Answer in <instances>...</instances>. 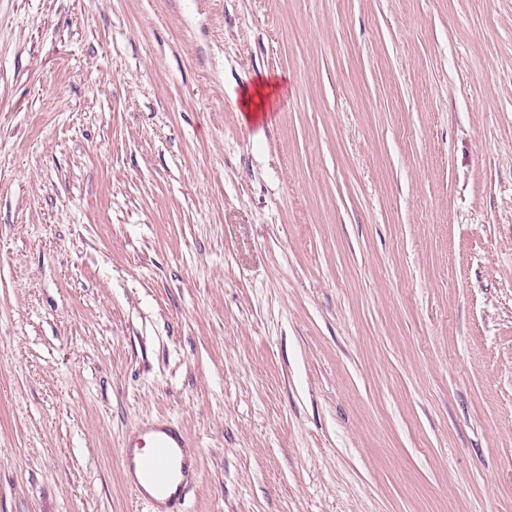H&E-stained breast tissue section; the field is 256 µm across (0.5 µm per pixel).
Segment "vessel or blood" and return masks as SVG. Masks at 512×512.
Here are the masks:
<instances>
[{
	"label": "vessel or blood",
	"instance_id": "obj_1",
	"mask_svg": "<svg viewBox=\"0 0 512 512\" xmlns=\"http://www.w3.org/2000/svg\"><path fill=\"white\" fill-rule=\"evenodd\" d=\"M193 439L170 418L141 422L124 438L120 455L127 489L148 512H185Z\"/></svg>",
	"mask_w": 512,
	"mask_h": 512
}]
</instances>
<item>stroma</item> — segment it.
<instances>
[{
	"label": "stroma",
	"mask_w": 512,
	"mask_h": 512,
	"mask_svg": "<svg viewBox=\"0 0 512 512\" xmlns=\"http://www.w3.org/2000/svg\"><path fill=\"white\" fill-rule=\"evenodd\" d=\"M159 416L187 512H512V0H0V512ZM277 82L258 79L252 87L244 88L241 94V104L248 120L256 119L260 114L271 112L276 107L275 94Z\"/></svg>",
	"instance_id": "35a3bbf8"
}]
</instances>
